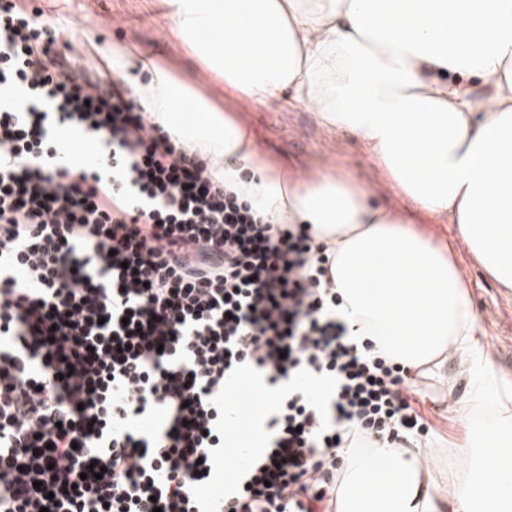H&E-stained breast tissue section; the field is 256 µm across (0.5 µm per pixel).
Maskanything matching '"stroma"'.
<instances>
[{
	"label": "stroma",
	"mask_w": 512,
	"mask_h": 512,
	"mask_svg": "<svg viewBox=\"0 0 512 512\" xmlns=\"http://www.w3.org/2000/svg\"><path fill=\"white\" fill-rule=\"evenodd\" d=\"M29 10L39 9L45 24L73 34L71 61L97 72L103 82L115 75L112 63L98 51L112 42L139 47L163 61L173 74H195L197 89L206 95L216 91L208 72L197 70L187 47L175 41L158 0H21ZM237 119L249 130L259 149L281 161L293 172L335 167L354 171L374 201L406 216L434 241H448L455 227L448 221L423 214L399 195L370 160L359 138L350 130L324 127L314 112L285 105L260 108L247 100H234ZM461 274L469 286V298L477 318L475 336L493 361L487 386L493 393L512 392V288L501 287L468 255L458 256ZM477 385L457 356H449L437 372L420 376L415 383L423 400L420 412L431 421L428 435L418 436L417 447L431 458L435 480L463 467L461 450L469 439L467 422H483L497 416L494 398L480 407L468 401Z\"/></svg>",
	"instance_id": "obj_1"
}]
</instances>
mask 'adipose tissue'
<instances>
[{
	"label": "adipose tissue",
	"mask_w": 512,
	"mask_h": 512,
	"mask_svg": "<svg viewBox=\"0 0 512 512\" xmlns=\"http://www.w3.org/2000/svg\"><path fill=\"white\" fill-rule=\"evenodd\" d=\"M174 37L260 107L316 112L368 147L415 208L448 217L457 241L512 288V0H161ZM150 118L211 164V174L274 224H308L325 247L346 320L372 328L407 369L455 353L486 378L476 316L450 245L376 205L355 174L302 177L259 150L191 78L137 67L103 46ZM479 79L482 93L471 81ZM447 488L406 448L378 444L352 461L335 512H512V417L475 428Z\"/></svg>",
	"instance_id": "obj_1"
}]
</instances>
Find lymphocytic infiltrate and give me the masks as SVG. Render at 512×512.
Returning <instances> with one entry per match:
<instances>
[{
  "instance_id": "f902f5d3",
  "label": "lymphocytic infiltrate",
  "mask_w": 512,
  "mask_h": 512,
  "mask_svg": "<svg viewBox=\"0 0 512 512\" xmlns=\"http://www.w3.org/2000/svg\"><path fill=\"white\" fill-rule=\"evenodd\" d=\"M61 38L0 0V512H334L345 449L431 430L404 368L339 318L308 225L266 222ZM73 128L95 165L63 156ZM249 370L283 389L270 443L207 504Z\"/></svg>"
}]
</instances>
